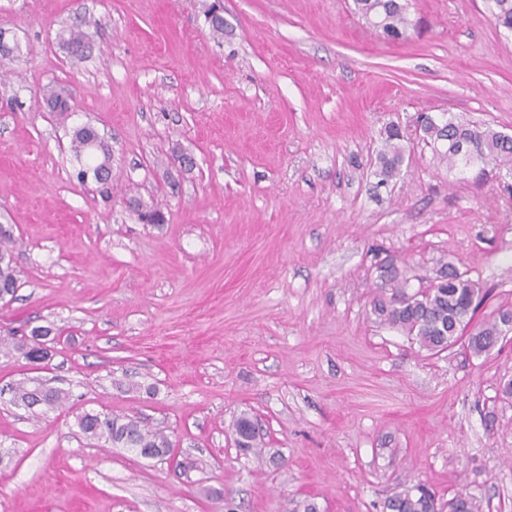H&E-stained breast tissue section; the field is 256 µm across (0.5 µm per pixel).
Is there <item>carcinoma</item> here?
I'll list each match as a JSON object with an SVG mask.
<instances>
[{
    "mask_svg": "<svg viewBox=\"0 0 512 512\" xmlns=\"http://www.w3.org/2000/svg\"><path fill=\"white\" fill-rule=\"evenodd\" d=\"M491 15L496 23L512 31V0H489ZM357 11L371 16L380 24V32L391 40L407 37L410 21L406 6L400 0H355ZM97 23L83 20L62 30L59 42L67 54L83 59L96 34ZM424 140L433 145L438 159L448 164V169L464 164H481L512 175V140L490 127L483 128L457 120L450 115L440 121L424 117L421 121ZM403 135L392 125L386 129L385 148L380 153L379 176L386 181L395 175L404 161L406 147ZM70 150L81 162L77 179L85 182L93 179L100 183L112 181V145L92 128L77 127L70 133ZM128 206L143 224L154 223V217L165 222L164 212L154 203H144L131 197ZM12 234L9 228L0 225V300L14 295L19 288L20 271L13 264ZM387 281L394 285L391 297L374 303V313L380 322L396 329L428 352L439 353L457 342L459 336H469L468 346L480 354L488 351L495 339L502 335L504 319L512 311H499L494 318L477 320L489 290L461 272L451 262H444L436 277L414 293L406 291L408 279L399 277L398 269L389 263L383 266ZM50 330H37L30 341L15 337H0V350L8 355L18 353L27 360L40 352L38 339L48 336ZM12 401L27 408L36 406H58L69 400V392L58 388H47L37 379L20 381L10 387ZM80 432L90 439L106 440L116 446L127 448H167L168 437L160 430L141 424L134 418L121 419L109 413L85 412L77 416ZM235 430L248 439V447L259 448L257 433L250 419L241 417ZM383 512H477V505L469 495L458 494L441 502L426 486L416 483L402 485L384 502Z\"/></svg>",
    "mask_w": 512,
    "mask_h": 512,
    "instance_id": "1",
    "label": "carcinoma"
}]
</instances>
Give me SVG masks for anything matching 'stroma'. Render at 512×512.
<instances>
[{"label":"stroma","instance_id":"stroma-1","mask_svg":"<svg viewBox=\"0 0 512 512\" xmlns=\"http://www.w3.org/2000/svg\"><path fill=\"white\" fill-rule=\"evenodd\" d=\"M407 14L392 41L353 0H0L21 50L0 81L21 271L0 336H53L44 363L0 354V512H382L418 481L512 512V333L433 355L372 313L387 261L414 290L453 262L489 288L482 316L512 310V196L497 172L448 170L416 123L512 134V34L486 0ZM85 15L102 26L76 61L55 34ZM87 122L112 143L106 191L74 177ZM392 124L408 148L382 184ZM132 195L166 223H139ZM36 377L71 401L12 405ZM86 411L162 430L172 456L86 439ZM243 415L261 452L235 445Z\"/></svg>","mask_w":512,"mask_h":512}]
</instances>
